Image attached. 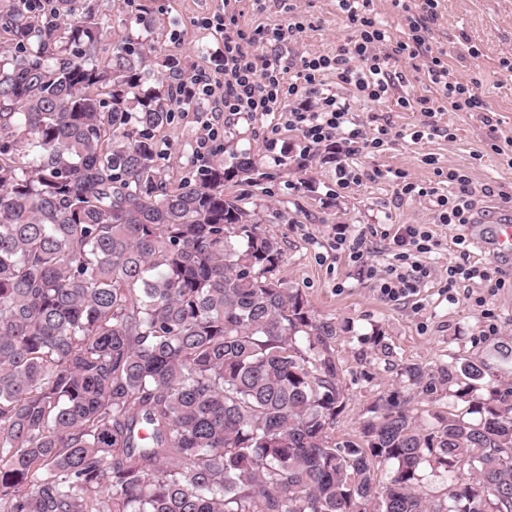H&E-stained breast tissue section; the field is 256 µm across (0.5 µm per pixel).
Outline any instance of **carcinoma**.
Instances as JSON below:
<instances>
[{
    "instance_id": "carcinoma-1",
    "label": "carcinoma",
    "mask_w": 512,
    "mask_h": 512,
    "mask_svg": "<svg viewBox=\"0 0 512 512\" xmlns=\"http://www.w3.org/2000/svg\"><path fill=\"white\" fill-rule=\"evenodd\" d=\"M29 2L0 0V512H512V403L471 401L472 361L400 375L477 420L395 393L331 439L336 325L224 195L254 158L168 186L154 131L196 101L149 85L184 77L150 19L108 46L101 0ZM457 388L458 386H453L433 395L421 394L417 396L411 405L417 423L423 427H428L435 423L434 417L436 414H445L446 412L465 413L468 403H464L454 396V391ZM418 492L426 500L438 501L445 497L446 481L442 476H436L430 469H427L424 479L418 487Z\"/></svg>"
}]
</instances>
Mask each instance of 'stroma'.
<instances>
[{"label": "stroma", "mask_w": 512, "mask_h": 512, "mask_svg": "<svg viewBox=\"0 0 512 512\" xmlns=\"http://www.w3.org/2000/svg\"><path fill=\"white\" fill-rule=\"evenodd\" d=\"M300 3L298 15L289 13L280 0H102L101 9L111 43L126 34L135 16L147 13L162 52L178 56L191 74L216 68L214 52L221 38L201 20L221 11L247 34L301 23V32L281 47L292 60L335 54L352 34L336 0ZM430 44L433 51L445 54L452 78L479 81V92L493 111V125H485L478 112H446L438 117V134L417 142L406 138V131L420 125L423 116L412 107H401L400 99L412 103L435 97L436 90L421 61L403 56L392 64L402 80L385 100L348 98L366 129L387 123L394 132L372 154L346 156L340 143L304 153L297 132L285 130L273 145L266 119L228 123L205 99L199 100L197 111L173 110L157 134L163 149L160 166L173 182L203 168L197 150L208 122L217 132L209 160H225L231 152L245 150L259 162V184L228 182L224 193L244 199L259 215L261 229L280 240L284 255L275 278L299 290L316 318L340 328L331 344L346 397L330 431L338 442L356 439L377 399L401 389L400 370L408 363L435 367L455 358L471 360L484 369L477 398H488L493 390H512V264L498 263L470 245L465 257L491 269V281L447 289L449 265L465 258L450 244L455 228L436 223L428 199L401 195L396 184L383 177L385 171L402 170L431 187L438 181V169L462 168L472 173L475 183L495 190L475 208L482 223L512 214V167L491 149L498 139L512 136V74L502 66L503 61L512 62V0H439ZM341 164L360 174L359 183L338 186L336 168ZM377 170L382 173L378 179L373 176ZM401 224L424 225L440 245L422 257L432 269L430 278L409 299L391 302L381 297L377 276L395 260L391 241ZM340 231L363 239L361 261H352L348 251L337 248ZM480 296L486 299L481 307L476 304ZM378 334L392 350L390 359H383L373 342ZM467 408L450 389L417 396L412 403L424 427L433 424L436 415Z\"/></svg>", "instance_id": "stroma-1"}]
</instances>
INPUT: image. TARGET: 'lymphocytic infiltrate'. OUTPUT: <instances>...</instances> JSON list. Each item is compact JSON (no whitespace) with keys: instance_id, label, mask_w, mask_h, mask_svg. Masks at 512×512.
Returning a JSON list of instances; mask_svg holds the SVG:
<instances>
[{"instance_id":"obj_1","label":"lymphocytic infiltrate","mask_w":512,"mask_h":512,"mask_svg":"<svg viewBox=\"0 0 512 512\" xmlns=\"http://www.w3.org/2000/svg\"><path fill=\"white\" fill-rule=\"evenodd\" d=\"M337 2L353 36L335 55L304 57L297 63L276 52L260 59L250 49L255 41H287L294 36V29H262L250 39L226 23L223 16L205 19V26L222 37L223 66L215 74L203 70L194 73L186 93L212 101L218 112L244 119L272 117V131L285 128L297 132L303 151L340 142L351 156L380 149L390 132L385 127L367 132L339 91L348 89L371 102L387 98L395 79L390 69L392 55L422 59L427 77L438 92L437 98L417 100L415 109L422 112L425 120L421 128L412 131L413 140H422L426 131L434 129V119L441 112L486 111L475 87L450 80L447 62L431 49L430 24L436 17L437 0H423L417 13L410 5H403L406 32L399 41L393 40L389 30L373 18V0ZM328 78L333 79V86H325ZM444 180L448 190L442 193L413 181L408 173L394 174L401 194L430 199L437 223H470L479 196L490 195L491 187L475 186L470 173L460 168L449 169ZM393 243L397 260L387 265L379 290L385 299L397 302L415 295L418 284L430 278V269L418 257L430 253L435 240L423 225L404 224L394 234Z\"/></svg>"}]
</instances>
